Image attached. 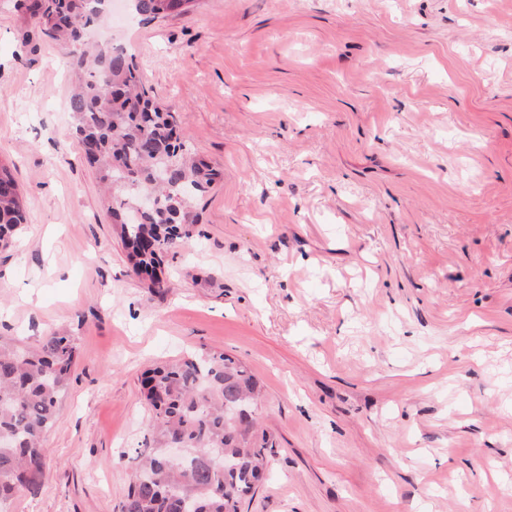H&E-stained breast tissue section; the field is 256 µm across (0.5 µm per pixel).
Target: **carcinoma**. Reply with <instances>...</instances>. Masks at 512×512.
Listing matches in <instances>:
<instances>
[{
    "label": "carcinoma",
    "instance_id": "cac0c4a2",
    "mask_svg": "<svg viewBox=\"0 0 512 512\" xmlns=\"http://www.w3.org/2000/svg\"><path fill=\"white\" fill-rule=\"evenodd\" d=\"M147 19L167 15L168 0H130ZM33 23L57 39L79 74L69 100L84 158L109 191L132 271L167 288L162 256L193 236L195 201L215 173L191 157L168 109L136 74L134 57L107 42L78 40L100 17L92 0H29ZM13 170L0 162V247L24 221ZM78 357L74 336L55 330L28 346L0 338V503L36 494L46 477L45 432ZM152 446L135 449L134 474L121 512H239L260 486L269 437L258 429L259 382L239 359L206 351L166 361L142 379ZM184 449L179 459L166 449Z\"/></svg>",
    "mask_w": 512,
    "mask_h": 512
}]
</instances>
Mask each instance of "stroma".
<instances>
[{
	"instance_id": "stroma-1",
	"label": "stroma",
	"mask_w": 512,
	"mask_h": 512,
	"mask_svg": "<svg viewBox=\"0 0 512 512\" xmlns=\"http://www.w3.org/2000/svg\"><path fill=\"white\" fill-rule=\"evenodd\" d=\"M0 0V160L26 208L0 336L78 359L48 478L0 512H120L140 375L239 358L276 446L242 512H512V0H199L99 29L215 174L164 295L81 159L74 80Z\"/></svg>"
}]
</instances>
